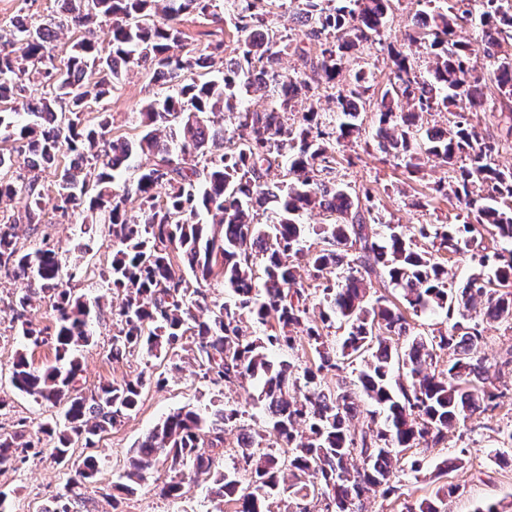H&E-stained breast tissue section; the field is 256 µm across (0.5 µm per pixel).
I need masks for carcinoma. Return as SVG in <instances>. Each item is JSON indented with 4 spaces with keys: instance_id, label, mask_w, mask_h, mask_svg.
<instances>
[{
    "instance_id": "carcinoma-1",
    "label": "carcinoma",
    "mask_w": 512,
    "mask_h": 512,
    "mask_svg": "<svg viewBox=\"0 0 512 512\" xmlns=\"http://www.w3.org/2000/svg\"><path fill=\"white\" fill-rule=\"evenodd\" d=\"M58 28L82 33L61 64L49 51V23L18 19L0 33V139L28 150L29 177L14 175L11 159H0V199L20 192L29 201L26 223L41 230L35 246L19 242L20 221L0 215V277L27 281L10 301L17 335L34 347L54 350V362L33 366L26 351L12 362L11 382L36 402L63 406L61 418L42 423L27 437L24 422L0 431V465L23 462L32 450L50 447L60 463L71 449L94 446L96 437L131 416L143 391L161 386L144 372L89 389L81 352L94 343L100 299L69 288L75 277L62 269L52 225L42 220L45 172L56 176L53 210L58 220L85 213L109 225L112 260L98 268L103 287L121 296L112 313L107 359L174 362L191 341L202 378L214 386L242 388L252 381L264 426L241 425L245 411L226 404L208 413L181 409L158 422L132 448L122 481L97 486L99 464L89 457L71 470L64 493L45 512H74L93 488L119 508L158 461L169 475L159 495L176 500L189 479L210 484V494L234 512H360L372 495L399 496L406 452L444 447L448 430L475 414L492 411L507 393L498 389L482 355L485 324L512 329V168L497 163L500 141L484 138L467 112L454 113L448 129L429 116L457 99L473 112L485 110L483 88L499 90L503 140L512 139V0H448L416 12L408 46L430 49L434 61L424 76L403 49L388 51V84L376 102L366 72H344V56L381 42L395 0H301L302 38L284 41L265 24L259 9L268 0H59ZM194 14L216 24L230 22L237 46L224 41L179 56L181 17ZM479 17L477 46L455 39L456 29ZM111 26L104 54L93 28ZM21 44L23 54L10 47ZM300 66L283 70L281 56ZM491 60L476 68L478 54ZM136 65L168 87L148 97L138 115L142 130L129 138L108 137L105 111L89 117ZM336 102L338 119L318 112L320 92ZM270 99L252 111L243 94ZM310 105L294 111L295 100ZM378 116V148L418 173L424 158L448 166V180L435 191L467 210L462 224H422L408 235L388 226L380 238L373 227L375 195L336 174V149L361 141L367 105ZM169 131L161 137L159 128ZM67 150L72 160L60 167ZM279 182L264 180L273 167ZM134 177L116 185V175ZM165 187L164 196L157 188ZM135 202L138 218L128 216ZM272 210L269 224L255 221ZM318 209L327 223L302 221ZM508 244L488 255L479 250L485 234ZM436 250L419 247L416 237ZM470 254L474 267L463 288L447 282L440 252ZM192 279H187L183 271ZM222 287L229 302L211 297ZM317 297L318 319L309 315ZM48 300L51 326H40L32 298ZM209 316L202 320L199 311ZM445 316L444 333L425 336L414 316ZM249 321L263 328L252 336ZM338 323L337 339L319 324ZM404 344H399V341ZM311 354L298 370L275 354ZM447 357L444 367L426 365ZM366 427L351 428L361 412ZM237 433L234 464L219 468L225 435ZM453 487L406 504V512H446Z\"/></svg>"
}]
</instances>
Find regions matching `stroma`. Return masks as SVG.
I'll return each instance as SVG.
<instances>
[{
	"label": "stroma",
	"mask_w": 512,
	"mask_h": 512,
	"mask_svg": "<svg viewBox=\"0 0 512 512\" xmlns=\"http://www.w3.org/2000/svg\"><path fill=\"white\" fill-rule=\"evenodd\" d=\"M416 5L400 0L387 18L382 43L374 44L369 53H349L346 66L373 72L376 87L387 81V68L380 61L387 56V45L402 39L416 12ZM183 52H200L213 37L223 38L225 46H234L236 34L231 25L217 26L193 15L183 17ZM149 74L132 68L125 79L100 103L109 113L114 133L133 136L137 133V114L148 96L159 91ZM341 179L353 186L374 189L383 223L413 228L421 224H459L464 213L455 202L434 194L439 180L447 178L448 169L439 160L429 159L420 177H408L395 159L380 151L376 144L356 143L336 154ZM52 231L61 245L62 263L75 272L73 286L88 297H100L102 315L96 326L95 342L82 353L83 377L87 386L119 380L144 371L164 374V387H147L139 410L129 419L107 429L94 448L75 445V462L89 455L101 461L99 486L112 485L120 480L128 452L144 434L170 411L180 407L200 408L214 401H233L245 405L250 414L260 415L261 409L249 400L244 390L222 391L199 378L192 353L182 355L179 369L169 362L155 359H134L112 363L106 358L112 341V312L121 299L103 291L93 272L110 262L112 251L107 243L108 227L104 224H85L81 219L54 223ZM19 281L0 279V397L7 399L0 410V426L12 428L25 421L28 433H35L40 423L57 414L58 409L47 403L18 395L11 384V364L16 351L24 348L14 330L13 313L8 306L22 289ZM512 429V399H504L495 410L473 416L464 425L449 430L446 448H436L425 454L420 472L404 471L402 499L373 496L365 500V512H400L403 504H412L430 496L441 485L455 486L448 498V512H478L485 503H499L502 512H512V466L506 462L512 456V443L504 435ZM460 458V469L439 474L437 464L444 456ZM168 475L165 463H158L142 482L136 494L125 497L123 512H218L220 503L209 496L202 486L189 484L180 499L171 501L158 495L157 487ZM70 476L67 466L58 464L50 451L25 462L0 466V492L5 493L6 512H43L53 497L62 492Z\"/></svg>",
	"instance_id": "1"
}]
</instances>
